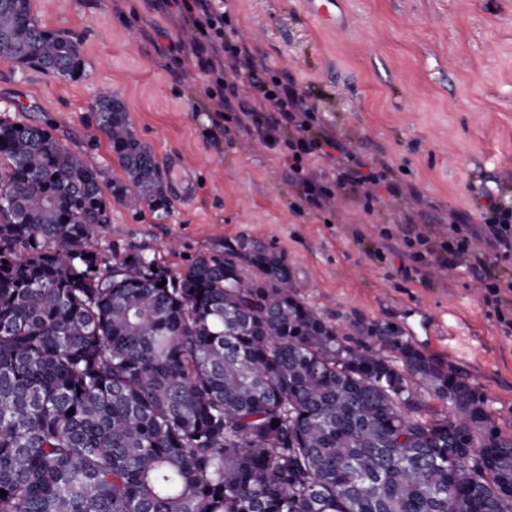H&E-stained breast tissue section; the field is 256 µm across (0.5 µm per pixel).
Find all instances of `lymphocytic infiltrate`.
I'll use <instances>...</instances> for the list:
<instances>
[{
	"instance_id": "f902f5d3",
	"label": "lymphocytic infiltrate",
	"mask_w": 512,
	"mask_h": 512,
	"mask_svg": "<svg viewBox=\"0 0 512 512\" xmlns=\"http://www.w3.org/2000/svg\"><path fill=\"white\" fill-rule=\"evenodd\" d=\"M186 11L194 15L200 40L193 51L200 69L215 80L218 104L238 115V126L258 134L280 153L291 158V171L307 188V201L315 208L327 205L332 195L306 172L303 162L314 156H334L331 178L338 188L365 189L366 201H373V189L382 182L372 161L353 156L334 137L308 135L316 105L307 90L294 80L270 76L258 63L249 47L224 29V13L212 0H182ZM288 128V139H278L279 130ZM470 216L452 213L448 220L447 240L431 245L440 265L465 267L478 272L484 305L501 309L512 295V278L499 271L500 261L512 258V208L489 200L481 211L479 231L467 232Z\"/></svg>"
}]
</instances>
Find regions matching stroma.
<instances>
[{"label": "stroma", "mask_w": 512, "mask_h": 512, "mask_svg": "<svg viewBox=\"0 0 512 512\" xmlns=\"http://www.w3.org/2000/svg\"><path fill=\"white\" fill-rule=\"evenodd\" d=\"M272 74L314 93L313 129L387 162L386 181L416 188L422 204L381 198L373 212L339 190L310 208L289 162L216 113L209 77L191 54L189 17L152 0H31L46 29L77 43L85 71L61 80L0 57V114L48 128L94 160L109 185L117 164L90 107L124 102L153 152L166 213L112 203L98 231L102 266L128 253L171 272L241 240L284 253L302 298L347 334L377 322L411 340L484 395L512 434V335L484 306L470 271L401 270L406 238L447 235L451 211L477 213L487 199L512 204V0H349L348 28L331 34L302 0H215Z\"/></svg>", "instance_id": "obj_1"}]
</instances>
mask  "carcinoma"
I'll return each mask as SVG.
<instances>
[{
  "label": "carcinoma",
  "instance_id": "1",
  "mask_svg": "<svg viewBox=\"0 0 512 512\" xmlns=\"http://www.w3.org/2000/svg\"><path fill=\"white\" fill-rule=\"evenodd\" d=\"M0 56L84 66L31 0H0ZM93 115L112 199L165 210L124 103ZM109 222L93 161L0 116V512H512V435L467 377L389 325L346 344L257 242L103 275Z\"/></svg>",
  "mask_w": 512,
  "mask_h": 512
}]
</instances>
